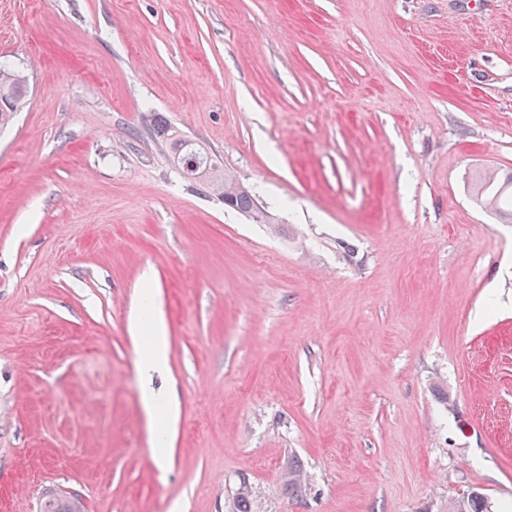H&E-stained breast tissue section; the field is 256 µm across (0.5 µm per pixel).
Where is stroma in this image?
<instances>
[{
	"mask_svg": "<svg viewBox=\"0 0 512 512\" xmlns=\"http://www.w3.org/2000/svg\"><path fill=\"white\" fill-rule=\"evenodd\" d=\"M0 60V512H512V0H0ZM29 80L26 74L0 64V130L7 129L25 105ZM163 136L170 144L174 163L188 179L205 186L224 198V206L241 214L262 219L263 213L252 191L243 183L223 172L219 162L203 147L184 139L178 130L164 127ZM196 157L197 164L187 163ZM474 198L485 208L509 216L512 220V177L500 182L492 176L484 175L478 184ZM151 355L143 361L145 369L150 370L160 366L166 357L167 336L163 322L156 321L153 326ZM491 506L484 494L475 488L458 493L448 505V512H491Z\"/></svg>",
	"mask_w": 512,
	"mask_h": 512,
	"instance_id": "stroma-1",
	"label": "stroma"
}]
</instances>
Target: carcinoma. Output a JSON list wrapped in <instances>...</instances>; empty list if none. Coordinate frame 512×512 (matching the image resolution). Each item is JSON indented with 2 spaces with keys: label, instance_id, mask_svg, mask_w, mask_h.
Instances as JSON below:
<instances>
[{
  "label": "carcinoma",
  "instance_id": "obj_1",
  "mask_svg": "<svg viewBox=\"0 0 512 512\" xmlns=\"http://www.w3.org/2000/svg\"><path fill=\"white\" fill-rule=\"evenodd\" d=\"M28 88L26 74L0 64L1 131L12 124L16 112L25 105ZM163 136L170 144L174 163L185 177L221 195L227 208L257 219L263 218L252 191L224 173L219 162L203 147L184 139L175 129L164 128ZM475 201L512 220V178L500 182L491 176L483 177L475 192ZM448 512H491V506L484 494L468 488L449 503Z\"/></svg>",
  "mask_w": 512,
  "mask_h": 512
}]
</instances>
